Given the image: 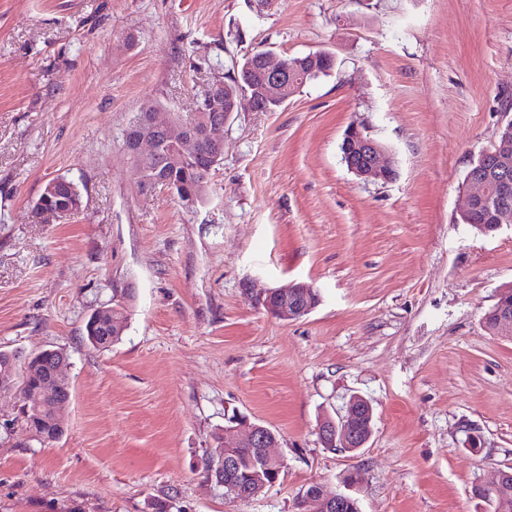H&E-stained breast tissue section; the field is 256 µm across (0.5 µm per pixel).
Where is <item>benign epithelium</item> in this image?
I'll return each mask as SVG.
<instances>
[{"instance_id":"7a95c632","label":"benign epithelium","mask_w":512,"mask_h":512,"mask_svg":"<svg viewBox=\"0 0 512 512\" xmlns=\"http://www.w3.org/2000/svg\"><path fill=\"white\" fill-rule=\"evenodd\" d=\"M259 90L268 100H278L291 86V67L285 58L266 50L260 56ZM259 112L263 104L250 88L238 91L231 99L229 109L201 118H189L177 123L159 120V106L154 102L143 103L125 130L124 149L133 168L144 158L163 157L166 166H177L179 158L201 160V168L211 170L224 156V124L231 114L238 111L241 100ZM343 163L349 171L365 181L388 182L396 178L397 170L389 157L388 149L381 142L364 133L357 125L350 126L341 143ZM497 207L504 211L512 206V178L508 175V159L498 156L483 171L473 170L465 181L463 213H474ZM309 284L291 282L270 290L264 306L273 315L298 319L314 308L307 295ZM68 364L65 354H60L55 364L45 370L46 377L54 382L49 394L70 400L69 386L58 379L59 371ZM373 410L370 402L361 395H354L337 411L336 417L320 421L317 434L321 443L339 452H353L363 448L372 434ZM239 447L249 448L264 461H278L272 449L278 446L277 435L260 424H246L245 433L238 438ZM349 498L346 493L328 496L318 484L312 485L301 497V506L315 510L331 508Z\"/></svg>"}]
</instances>
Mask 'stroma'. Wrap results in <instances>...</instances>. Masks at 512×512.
Masks as SVG:
<instances>
[{"mask_svg":"<svg viewBox=\"0 0 512 512\" xmlns=\"http://www.w3.org/2000/svg\"><path fill=\"white\" fill-rule=\"evenodd\" d=\"M253 49L336 65L232 114L204 204L140 193L123 144L140 104L191 111ZM511 105L512 0H0V350L62 351L72 385L58 441L0 443V512H300L350 468L361 512H492L471 488L512 468V339L482 316L512 285V224L456 218ZM352 125L396 179L348 171ZM59 176L82 206L45 223L33 204ZM292 281L320 301L283 320L262 299ZM118 302L121 340L91 348L87 317ZM353 394L371 439L323 447ZM233 416L286 463L246 502L204 471Z\"/></svg>","mask_w":512,"mask_h":512,"instance_id":"obj_1","label":"stroma"}]
</instances>
